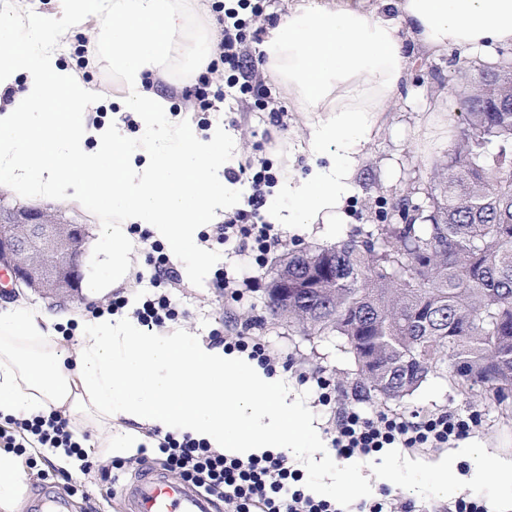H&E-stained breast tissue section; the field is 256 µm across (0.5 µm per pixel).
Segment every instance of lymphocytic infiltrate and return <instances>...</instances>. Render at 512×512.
Segmentation results:
<instances>
[{
    "mask_svg": "<svg viewBox=\"0 0 512 512\" xmlns=\"http://www.w3.org/2000/svg\"><path fill=\"white\" fill-rule=\"evenodd\" d=\"M265 0H215L212 9L219 25L214 55L197 76L193 89L194 106L206 112L225 93H233L238 101H246L255 92V62L248 47L257 35L250 30L252 18L264 12ZM230 182L248 181L253 189L245 209L228 217L224 223L212 225L202 232V241L220 243L237 241L238 252H250L256 264H264L271 250L281 243L274 225L268 224L260 210L266 203V190L276 182L267 165L247 163L228 169ZM153 269L154 292L135 311L138 321L147 329L178 320L181 312L173 301L171 289L182 281L162 245H153L148 256ZM211 342L223 346L225 352L247 354L258 361L267 374H275L279 362L269 346L251 336H224L213 333ZM300 382L312 383L319 404L334 409L332 445L343 459H366L386 448L407 451L439 450L468 438L480 428L478 415L456 412L429 414L418 420L386 411L365 415L340 397L339 388L328 378L300 374ZM157 443L164 465L182 480L201 488L208 495L223 498L228 512H489L484 501L461 496L451 502L418 503L395 498L389 490L378 497L356 504L347 510L344 501L317 496L303 484L300 470L291 468L285 455L271 451L241 459L224 455L203 440L190 435L178 436L149 430ZM65 448L82 454V445L68 421L59 412L31 419L15 420L12 429L0 428V447L24 453L27 445Z\"/></svg>",
    "mask_w": 512,
    "mask_h": 512,
    "instance_id": "obj_1",
    "label": "lymphocytic infiltrate"
}]
</instances>
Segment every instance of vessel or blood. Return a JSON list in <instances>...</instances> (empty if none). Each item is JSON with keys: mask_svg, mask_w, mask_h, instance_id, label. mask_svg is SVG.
Masks as SVG:
<instances>
[{"mask_svg": "<svg viewBox=\"0 0 512 512\" xmlns=\"http://www.w3.org/2000/svg\"><path fill=\"white\" fill-rule=\"evenodd\" d=\"M129 512H212L214 502L192 484L149 470L126 491Z\"/></svg>", "mask_w": 512, "mask_h": 512, "instance_id": "obj_1", "label": "vessel or blood"}]
</instances>
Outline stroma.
Masks as SVG:
<instances>
[{
	"label": "stroma",
	"instance_id": "stroma-1",
	"mask_svg": "<svg viewBox=\"0 0 512 512\" xmlns=\"http://www.w3.org/2000/svg\"><path fill=\"white\" fill-rule=\"evenodd\" d=\"M485 64L483 58H462L454 50L435 58L416 54L407 84L402 86L391 112L386 114L378 135L365 149L368 160L360 176V188L347 204L350 223L330 227L299 225L284 229L282 244L271 251L267 262L260 267L250 266L248 274L254 286L242 301L232 300L214 286L215 271L225 265L235 266L238 262L232 254V245L214 243L206 246L209 263L194 275L187 274L185 260L178 258L174 261L178 271L184 272L186 283L185 288L172 293L184 312L176 323L177 328L205 340L213 331L223 330L224 326L241 329L257 319L261 325L256 328V335L282 358L292 361V370H278V384L288 403L298 410L319 437L323 449L319 452L310 447L290 450L288 462L302 472L304 482L316 494H323L331 487L336 497L354 504L378 496L380 490L386 488L403 500L429 501L435 499V492L416 476L419 467L426 463L442 456L458 455L460 448L473 445L512 460V407L494 404L486 398L481 387L462 389L449 373L443 372L431 376L418 391L401 400L365 397L354 385L357 363L339 336L333 333L304 335L289 327L285 320L271 316L267 308L268 287L276 264L295 245H331L359 228L368 230L376 224L399 223V209L405 202L429 210L432 173L446 163L448 148L458 135L459 95L465 87L464 76ZM81 74L92 88L110 87L111 94L95 118L101 123L111 121L124 107V91L105 63L84 66ZM197 74V68L176 66L153 74L152 80L157 90L169 97L173 108L186 111L190 105L184 95L194 84ZM257 82L265 90L268 109L260 110L228 99L209 111L210 124H223L236 159L269 160L273 172L278 174L290 164L295 169L307 170L306 156H298L296 162H289L286 148L287 143L305 135V114L294 111L287 89L267 71H260ZM433 94L447 99V111H426L424 99ZM0 198L12 206L47 208L65 221L86 225L91 257L80 297L54 304L30 290L0 292L1 310L20 307L34 312L61 311L79 320L89 317L92 307L109 303L114 294L120 292L127 301L123 312L129 316L148 296V289L138 285L135 276L150 271L147 262L149 242L134 241L124 269L117 275L112 272V261L105 253L104 236L105 225L115 221L111 211L90 212L60 200L24 198L7 188L0 190ZM301 372L335 380L356 407L368 415L378 410L407 416L446 410L461 414L476 412L480 414L483 426L480 432L462 440L457 448L416 453L387 448L366 460L344 461L332 447L331 413L327 407L318 405L310 385L299 383L297 375ZM82 434L84 455L67 471L52 463V449H27L22 462L28 475V491L21 512H41L44 503L54 497L64 499L65 512H124L121 500L124 488L145 467L159 469L163 466L153 451H142L145 436H137L136 447L128 449L124 455L114 456L101 448L93 425H85ZM464 494L484 499L490 512H512V493L477 481L471 472L459 471L444 498L452 501Z\"/></svg>",
	"mask_w": 512,
	"mask_h": 512
}]
</instances>
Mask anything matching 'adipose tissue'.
Masks as SVG:
<instances>
[{"instance_id":"obj_1","label":"adipose tissue","mask_w":512,"mask_h":512,"mask_svg":"<svg viewBox=\"0 0 512 512\" xmlns=\"http://www.w3.org/2000/svg\"><path fill=\"white\" fill-rule=\"evenodd\" d=\"M53 13L30 0H0V186L111 209L106 237L113 268L132 246L127 227L147 229L177 257L202 268V225L224 220L236 187L224 171L223 125L198 133L148 76L210 54L192 27L190 0H57ZM82 35L128 91L127 109L145 131L130 140L119 123L88 124L108 96L60 62ZM512 46V0H289L260 45L295 111L310 114L299 153L310 170L289 172L281 224H340L357 189L364 148L378 134L416 51L469 57ZM161 132H154L157 120ZM64 313L0 312V421L62 411L93 424L101 447L123 454L124 422L188 434L240 457L310 443V429L277 381L249 357L188 336L147 331L103 315L74 342L55 325ZM18 456L0 450V512H18L27 490Z\"/></svg>"}]
</instances>
